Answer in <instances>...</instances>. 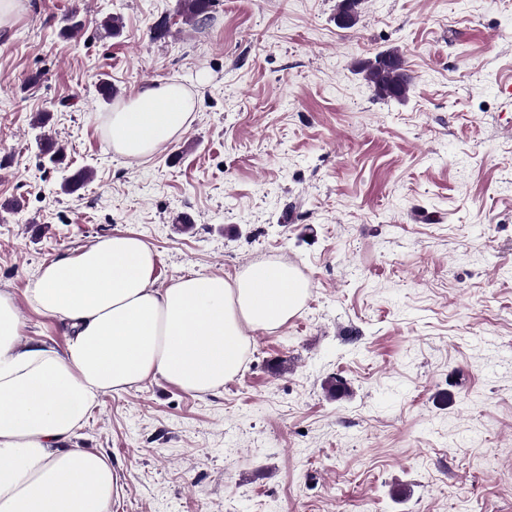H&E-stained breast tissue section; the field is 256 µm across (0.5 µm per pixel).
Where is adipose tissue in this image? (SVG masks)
<instances>
[{
    "label": "adipose tissue",
    "mask_w": 512,
    "mask_h": 512,
    "mask_svg": "<svg viewBox=\"0 0 512 512\" xmlns=\"http://www.w3.org/2000/svg\"><path fill=\"white\" fill-rule=\"evenodd\" d=\"M193 119L183 86L141 88L110 114L112 149L150 156ZM157 264L131 232L43 264L26 298L64 328L59 347L28 338L14 295L0 290V512H111L117 473L100 451L72 445L100 398L159 379L192 395L219 390L239 373L248 332L286 325L308 294L281 262L164 288Z\"/></svg>",
    "instance_id": "obj_1"
}]
</instances>
